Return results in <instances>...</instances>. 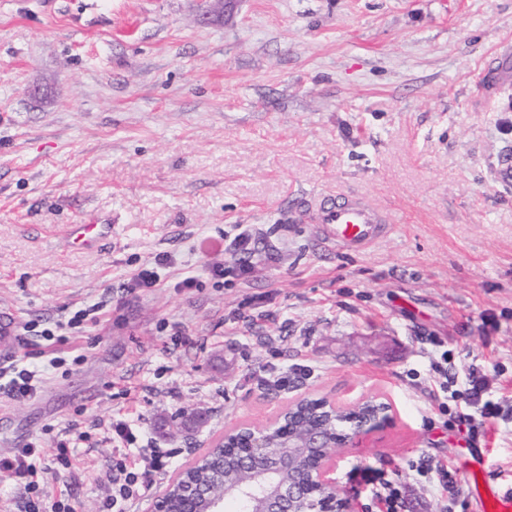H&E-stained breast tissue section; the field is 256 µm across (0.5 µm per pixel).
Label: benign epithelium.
<instances>
[{"label": "benign epithelium", "mask_w": 512, "mask_h": 512, "mask_svg": "<svg viewBox=\"0 0 512 512\" xmlns=\"http://www.w3.org/2000/svg\"><path fill=\"white\" fill-rule=\"evenodd\" d=\"M307 403L315 404L319 414L300 428L292 426L287 415ZM323 413L347 421L343 434L331 431L321 418ZM391 419L387 402L365 400L356 409L345 411L334 402L304 396L289 403L288 412H279L265 425L228 427L221 439L195 454L188 465L198 464L215 449L235 448L241 470L249 474L248 483L226 486L224 495L218 498L209 495L201 484H186L180 490L182 512H224V501L242 498L254 502L250 512H348L347 501L336 491V452L361 433ZM265 463L286 470L288 481H281L275 471H255ZM202 502L207 507L201 511Z\"/></svg>", "instance_id": "benign-epithelium-1"}]
</instances>
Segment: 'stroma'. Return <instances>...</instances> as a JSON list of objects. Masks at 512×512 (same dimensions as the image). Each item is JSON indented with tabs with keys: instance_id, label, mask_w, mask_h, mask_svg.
<instances>
[{
	"instance_id": "obj_1",
	"label": "stroma",
	"mask_w": 512,
	"mask_h": 512,
	"mask_svg": "<svg viewBox=\"0 0 512 512\" xmlns=\"http://www.w3.org/2000/svg\"><path fill=\"white\" fill-rule=\"evenodd\" d=\"M196 0H0V313L38 352L39 331L109 297L100 323L57 331L64 361L31 399L0 395V456L27 443L40 512H102L131 460L113 421L139 426L169 466L134 512L225 427L268 423L310 396L353 409L385 399L392 421L336 454V488L365 512L397 482L408 512H472L459 468L470 446L426 392L431 364L512 397V0H233L205 23ZM499 70L496 90L484 88ZM354 194L394 217L360 252L335 250L304 202ZM109 217L94 250L66 227ZM264 232L250 261L227 245ZM157 287L122 285L157 254ZM223 261V278L211 277ZM188 275L197 287H181ZM434 336L440 346L425 344ZM309 365L288 390L269 372ZM206 412L187 436L158 419ZM72 447L57 459V441ZM484 469L512 491V417L479 433ZM447 461V491L412 464Z\"/></svg>"
}]
</instances>
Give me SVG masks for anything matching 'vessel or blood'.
<instances>
[{
  "label": "vessel or blood",
  "instance_id": "obj_1",
  "mask_svg": "<svg viewBox=\"0 0 512 512\" xmlns=\"http://www.w3.org/2000/svg\"><path fill=\"white\" fill-rule=\"evenodd\" d=\"M308 214L320 236L340 249H365L391 229L387 215L355 197L311 203ZM111 230L108 223L73 224L69 237L74 245L89 249ZM482 454V449H474L473 465L464 474L470 499L477 512H512V495L493 489L475 470Z\"/></svg>",
  "mask_w": 512,
  "mask_h": 512
}]
</instances>
